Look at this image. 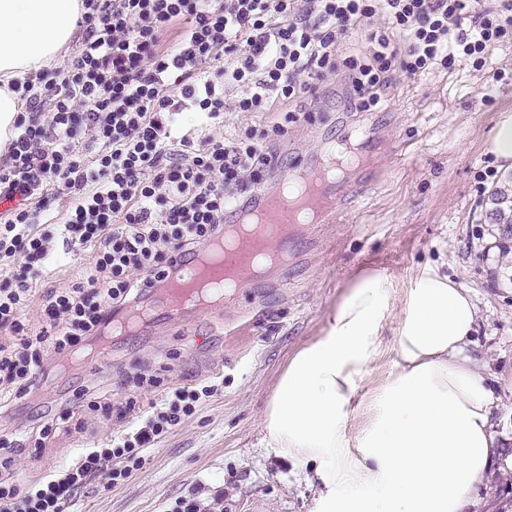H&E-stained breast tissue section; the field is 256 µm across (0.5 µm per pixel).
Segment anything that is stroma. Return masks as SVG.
Returning a JSON list of instances; mask_svg holds the SVG:
<instances>
[{
    "mask_svg": "<svg viewBox=\"0 0 512 512\" xmlns=\"http://www.w3.org/2000/svg\"><path fill=\"white\" fill-rule=\"evenodd\" d=\"M491 62L505 79L490 82L486 72L466 64L418 78L395 76L386 105L373 112L348 110V86L339 75L318 86L308 108L291 103L300 119L273 145L285 164L271 184L289 177L298 157L320 153L340 130L371 125L395 146L383 161L382 178L343 223L324 226L317 246L304 249L300 261L271 268L251 289L253 323L244 334L224 333L225 325L244 319L232 304L162 315L114 337L106 369L83 363L38 397L16 400L9 417L0 419V431L33 427L37 415L81 386L130 408L119 418L73 406V419L59 424L42 448L0 452V475L24 486L58 473L85 449L110 444L135 427L171 388L220 380L222 392L148 449L142 468L109 489L92 482L71 512H170L176 499L191 495L209 512H313L316 490L305 466L262 447L263 414L289 358L322 334L354 274L369 268L387 273L399 301L423 265L444 264L448 275L471 289L479 308L470 351L480 370L512 374V260L502 261L501 232L490 221V194L500 175L484 153L498 112L512 109V46L495 49ZM53 255L52 271L38 281L36 300L24 315L35 332L43 325L40 297L66 287L92 260L88 252L75 259L64 255L58 243ZM395 330V321H388L369 380L352 398L349 437L358 435L369 395L392 369ZM134 372L151 378V385L127 386Z\"/></svg>",
    "mask_w": 512,
    "mask_h": 512,
    "instance_id": "stroma-1",
    "label": "stroma"
}]
</instances>
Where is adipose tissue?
<instances>
[{
	"label": "adipose tissue",
	"mask_w": 512,
	"mask_h": 512,
	"mask_svg": "<svg viewBox=\"0 0 512 512\" xmlns=\"http://www.w3.org/2000/svg\"><path fill=\"white\" fill-rule=\"evenodd\" d=\"M82 10V0H0V150L23 109L12 82L57 60ZM484 149L512 177V110L498 114ZM395 312L396 360L349 441L352 396ZM477 316L471 290L437 266L413 278L397 308L384 273L355 276L322 336L289 359L264 414V446L322 482L317 512H479L476 486L491 468L512 470V454L493 428L499 398L468 349Z\"/></svg>",
	"instance_id": "obj_1"
}]
</instances>
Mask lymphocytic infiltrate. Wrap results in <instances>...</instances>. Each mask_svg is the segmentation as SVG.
I'll use <instances>...</instances> for the list:
<instances>
[{"label": "lymphocytic infiltrate", "mask_w": 512, "mask_h": 512, "mask_svg": "<svg viewBox=\"0 0 512 512\" xmlns=\"http://www.w3.org/2000/svg\"><path fill=\"white\" fill-rule=\"evenodd\" d=\"M82 40L63 66L24 84L27 110L0 163V411L36 394L56 360L107 335L117 312L143 306L179 277L183 261L224 233L226 215L263 192L270 148L295 115L288 102L344 72L353 111L385 103L393 73L416 78L462 61L483 70L512 45V0H83ZM385 15L387 25L374 23ZM187 28L170 43L177 22ZM366 30L368 48L340 57ZM237 87L229 98L225 87ZM193 108L210 132L193 137L177 117ZM281 112L268 128L227 138L226 111ZM66 196L67 254L94 263L42 299L43 326L22 312L49 272V205ZM220 391L176 389L110 447L20 490L0 481V512H66L91 481L129 478L176 427Z\"/></svg>", "instance_id": "lymphocytic-infiltrate-1"}]
</instances>
